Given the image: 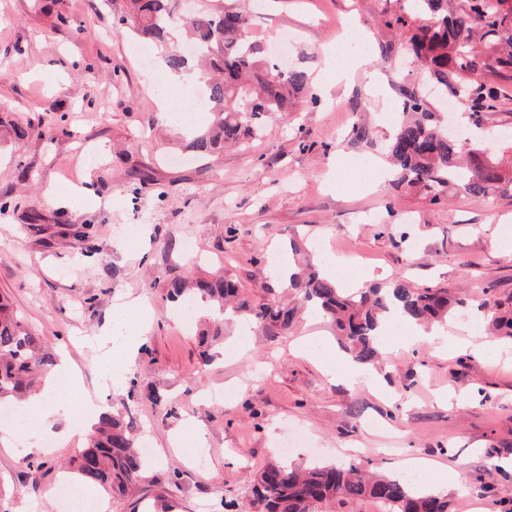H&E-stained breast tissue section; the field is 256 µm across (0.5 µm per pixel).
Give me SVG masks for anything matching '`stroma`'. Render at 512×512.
Segmentation results:
<instances>
[{
    "mask_svg": "<svg viewBox=\"0 0 512 512\" xmlns=\"http://www.w3.org/2000/svg\"><path fill=\"white\" fill-rule=\"evenodd\" d=\"M245 9L252 40L284 42L306 69V98L268 120L260 137L189 164L172 160L183 126L163 119L154 81L117 32L127 0H0V298L43 345L68 355L81 384L75 402L122 410L135 438H149L148 478L116 495L83 483L66 460L88 433L56 420L52 447L35 452L41 470L0 444V512H80L56 495L69 483L104 512H238L253 473L272 462L360 463L396 478L406 457L451 468L442 490L449 512H502L512 472L493 466L512 454V343L501 354L446 357L428 344L398 343L374 366L375 381L333 383L290 344L307 332L336 335L327 318L300 309L285 330L243 332L200 307L191 327L177 318L168 285L193 274L233 278L250 304L278 288L270 255L313 258L317 244L362 256L373 283L398 279L444 287L463 299L452 324L488 298L512 299V195L476 202L449 192L432 201L394 188L390 115L422 90L426 71L403 51L405 33L384 15L406 0H224ZM364 33L371 73L337 82L326 50L346 44L339 21ZM26 135L15 138L14 128ZM367 137H357L358 128ZM362 187L337 188L338 160ZM90 186L92 204H55L47 191ZM193 238L196 255L183 249ZM138 300L148 321L131 361L114 359L119 386L104 389L105 349L122 300ZM215 354L201 365L203 347ZM225 389L220 401L207 394ZM159 393L161 405L147 395ZM209 452L204 467L191 449ZM490 472L493 489L464 491L462 472Z\"/></svg>",
    "mask_w": 512,
    "mask_h": 512,
    "instance_id": "35a3bbf8",
    "label": "stroma"
}]
</instances>
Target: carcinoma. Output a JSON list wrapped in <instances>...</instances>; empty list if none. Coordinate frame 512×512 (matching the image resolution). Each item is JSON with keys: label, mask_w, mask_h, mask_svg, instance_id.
<instances>
[{"label": "carcinoma", "mask_w": 512, "mask_h": 512, "mask_svg": "<svg viewBox=\"0 0 512 512\" xmlns=\"http://www.w3.org/2000/svg\"><path fill=\"white\" fill-rule=\"evenodd\" d=\"M406 15L388 17V27H404L408 17L430 14L435 21L422 25L409 38V53L429 74L433 92L441 98L463 102L471 124L481 130L487 116L499 108L501 95L492 83L471 78L478 67L512 72V0H408ZM140 44L166 42L179 29L195 44L187 55L169 50L163 55L164 71L178 76L197 68V83L214 112L212 124L188 130V144L200 157L213 156L224 144L260 136L264 122L286 112L305 94L310 82L306 70L295 66L283 72L262 47L250 39L245 14L224 7V0H203L190 16L178 17L170 0H128V16ZM404 119L392 134L391 157L398 183L418 186L439 201L456 187L474 201L498 192L512 194V166L504 154L512 152V139L500 141L448 136L439 127L429 102L415 91L405 94ZM289 287L313 303L336 326L346 350L355 361L369 365L377 355L382 326L392 319L426 323L448 314L450 298L444 288H412L396 280L388 288H363L347 294L336 281L323 276L311 262L295 269ZM236 284L223 275L208 280L191 277L171 283L168 295L175 301H192L196 294L219 305L235 295ZM495 335L512 341V314L501 313L502 302L485 301ZM238 310L257 327L288 328L293 313L276 303ZM53 365L40 337L32 333L0 301V403L22 399L34 376ZM70 465L86 482L120 494L146 480L145 466L119 412L99 415L94 434ZM256 512H318L330 499L369 496L385 512H448V500L427 490L412 491L404 479L368 478L357 464L340 467L270 464L251 485Z\"/></svg>", "instance_id": "carcinoma-1"}]
</instances>
